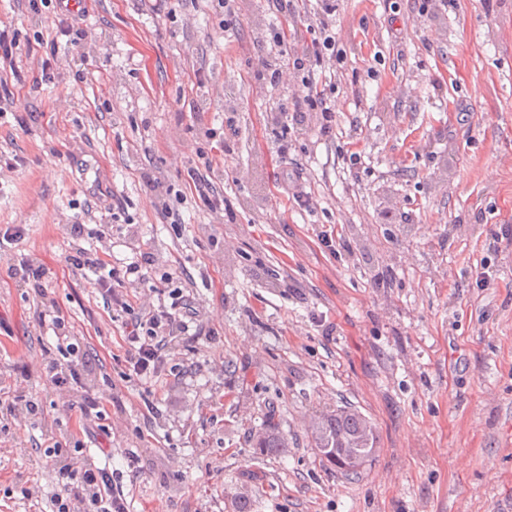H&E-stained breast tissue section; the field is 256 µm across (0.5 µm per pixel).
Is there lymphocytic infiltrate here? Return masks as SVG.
<instances>
[{
	"label": "lymphocytic infiltrate",
	"instance_id": "1",
	"mask_svg": "<svg viewBox=\"0 0 512 512\" xmlns=\"http://www.w3.org/2000/svg\"><path fill=\"white\" fill-rule=\"evenodd\" d=\"M315 19L318 30L310 46L295 49L285 28L272 26L269 41L278 52L280 63L264 64L262 79L278 83L283 70H292L300 80L302 93L296 98L288 120L276 134L279 154H286L285 141L290 129L315 126L321 138L336 135V105L327 95L329 78L323 73L324 61L336 57V36L330 20L335 15L338 0H319ZM83 225L71 224L67 233L76 246L66 258V266L73 273L93 274L107 304L126 313L124 322V363L126 377L151 381L166 361V350L174 340L192 341L199 336L202 326L200 314L193 306L184 288L176 285L171 272L152 280L151 273L159 265L153 253L140 252L136 260L116 267L106 262L98 250L81 247ZM149 288L157 296L152 307L135 306L134 298L140 288ZM50 323L56 337L55 358L43 367L54 390L63 393L79 385L85 369L82 337L66 330L65 317L57 306H50L40 314ZM44 454L50 458L57 477L58 489L53 495V512H131V503L113 472L91 463H77L71 449L65 448L52 432H45Z\"/></svg>",
	"mask_w": 512,
	"mask_h": 512
}]
</instances>
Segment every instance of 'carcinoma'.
Masks as SVG:
<instances>
[{
  "instance_id": "carcinoma-1",
  "label": "carcinoma",
  "mask_w": 512,
  "mask_h": 512,
  "mask_svg": "<svg viewBox=\"0 0 512 512\" xmlns=\"http://www.w3.org/2000/svg\"><path fill=\"white\" fill-rule=\"evenodd\" d=\"M311 435L316 447L333 449L325 458L346 476L360 474V471L347 464L348 449L362 444L370 448V453H375L376 434L371 421L351 407L340 408L314 419ZM257 447L270 455H284L288 450V438L270 423L257 438Z\"/></svg>"
}]
</instances>
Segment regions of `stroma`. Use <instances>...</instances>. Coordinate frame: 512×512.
Listing matches in <instances>:
<instances>
[{
    "label": "stroma",
    "mask_w": 512,
    "mask_h": 512,
    "mask_svg": "<svg viewBox=\"0 0 512 512\" xmlns=\"http://www.w3.org/2000/svg\"><path fill=\"white\" fill-rule=\"evenodd\" d=\"M235 10L87 0L65 16L0 0L16 42L0 60V228L24 230L5 256L52 271L41 298L0 270V383L28 365L45 408L0 417V512H51L46 429L119 474L133 512H233L241 491L251 512H512V0L433 4L426 18L418 0H339L336 136L295 130L284 157L274 132L297 80L255 76L272 56L266 0ZM200 150L219 159L234 217L191 198L179 234L141 176L185 190ZM290 183L317 208L289 201ZM111 220L107 260H131L120 228L137 225L143 250L184 271L210 330L172 344L151 387L124 376L125 314L64 262L67 225L84 224L89 249ZM325 230L348 250L330 254ZM46 298L87 343L82 385L65 395L43 372ZM86 392L110 435L87 437ZM343 406L377 434L353 479L309 430ZM269 419L285 455L254 444Z\"/></svg>",
    "instance_id": "35a3bbf8"
}]
</instances>
